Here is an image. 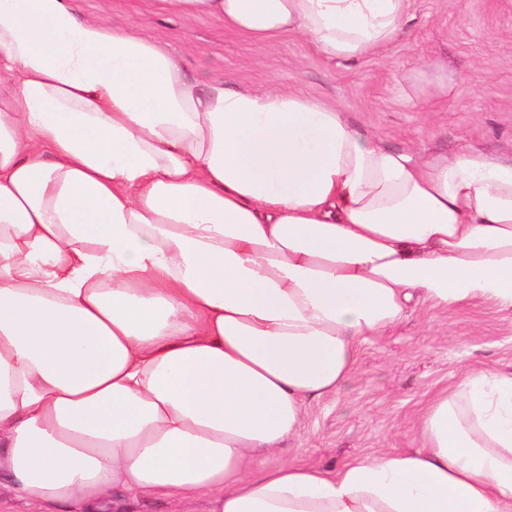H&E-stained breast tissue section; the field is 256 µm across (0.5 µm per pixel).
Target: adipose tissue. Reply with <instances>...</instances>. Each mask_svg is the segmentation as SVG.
Instances as JSON below:
<instances>
[{"label": "adipose tissue", "mask_w": 512, "mask_h": 512, "mask_svg": "<svg viewBox=\"0 0 512 512\" xmlns=\"http://www.w3.org/2000/svg\"><path fill=\"white\" fill-rule=\"evenodd\" d=\"M330 61L408 0H154ZM0 480L29 512H512V371L415 450L258 462L412 305L512 306V163L426 159L293 90L191 83L144 26L0 0ZM127 512H169L170 505L167 497L153 495L144 498L129 500L126 506Z\"/></svg>", "instance_id": "ef3b65f1"}]
</instances>
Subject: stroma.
I'll return each instance as SVG.
<instances>
[{"label":"stroma","mask_w":512,"mask_h":512,"mask_svg":"<svg viewBox=\"0 0 512 512\" xmlns=\"http://www.w3.org/2000/svg\"><path fill=\"white\" fill-rule=\"evenodd\" d=\"M81 17L145 24L199 88H294L342 109L352 128L394 150L455 157L474 148L512 162V0H409L379 53L328 61L301 36L262 46L214 18H171L151 0H73ZM471 367L512 369V307L420 303L360 346L354 373L307 405L279 462L336 468L354 456L418 447L425 403Z\"/></svg>","instance_id":"35a3bbf8"}]
</instances>
